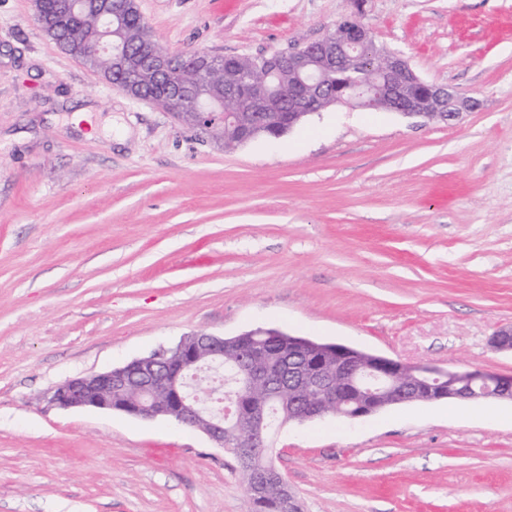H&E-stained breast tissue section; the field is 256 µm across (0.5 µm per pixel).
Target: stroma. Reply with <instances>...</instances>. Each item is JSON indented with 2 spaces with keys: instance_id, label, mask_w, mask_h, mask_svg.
Returning a JSON list of instances; mask_svg holds the SVG:
<instances>
[{
  "instance_id": "stroma-1",
  "label": "stroma",
  "mask_w": 512,
  "mask_h": 512,
  "mask_svg": "<svg viewBox=\"0 0 512 512\" xmlns=\"http://www.w3.org/2000/svg\"><path fill=\"white\" fill-rule=\"evenodd\" d=\"M137 0L174 53L258 57L358 12L380 50L478 101L453 124L332 105L236 149L63 53L0 0V512H247L192 428L61 409L66 379L185 335L274 327L512 375V0ZM91 124L74 128L73 113ZM289 424L303 512H512V403Z\"/></svg>"
}]
</instances>
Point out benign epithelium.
Wrapping results in <instances>:
<instances>
[{"instance_id": "obj_1", "label": "benign epithelium", "mask_w": 512, "mask_h": 512, "mask_svg": "<svg viewBox=\"0 0 512 512\" xmlns=\"http://www.w3.org/2000/svg\"><path fill=\"white\" fill-rule=\"evenodd\" d=\"M35 18L44 33L64 47L59 28L44 19V0H32ZM68 9L94 14L102 35L90 50L72 57L97 70L102 80L127 96L150 101L182 125L197 128L220 139L224 128L234 129L235 145H244L260 136L278 137L299 124L320 107L305 106L309 98L327 103L382 108L406 118L448 123L476 108L477 101L454 88L421 79L401 55H381L382 71L372 83L362 81L363 51L371 45V34L356 16L341 20L321 40L287 52H275L255 59L254 69L242 82L227 87L225 96L248 105L251 116L224 112V99L201 90H187L161 83L152 90L139 88L138 78L146 71L165 77L176 55L163 51L144 57L126 43L112 41V27L136 11L135 0H68ZM109 56L112 68L98 70L95 60ZM220 57L204 51L191 52L193 68L205 75ZM296 79L288 111H280L275 91L283 68ZM267 336L286 340L299 353L288 358L276 373L262 364L266 351L261 346L243 349L246 336ZM502 352H512V325L501 327L490 340ZM232 349L243 361L249 352L246 385L229 402L225 415H215L206 402L188 392V376L193 370L224 365V351ZM264 383L282 412L278 426L303 423L327 415L358 419L400 403L432 402L442 399L479 400L492 397L512 401V377L480 369L452 370L424 364H408L384 355H361L358 350L337 343L317 342L278 329L257 328L237 336L224 337L192 333L173 348L160 349L111 370L77 377L58 386L52 402L63 409L92 408L115 411L144 420L164 418L197 428L218 448L230 450L242 472L248 496L259 499L277 487L282 512H302L300 501L276 466L268 433L269 410L265 405L244 404L245 391ZM303 390L299 399H288V387ZM355 387L364 399L348 410L349 388Z\"/></svg>"}]
</instances>
